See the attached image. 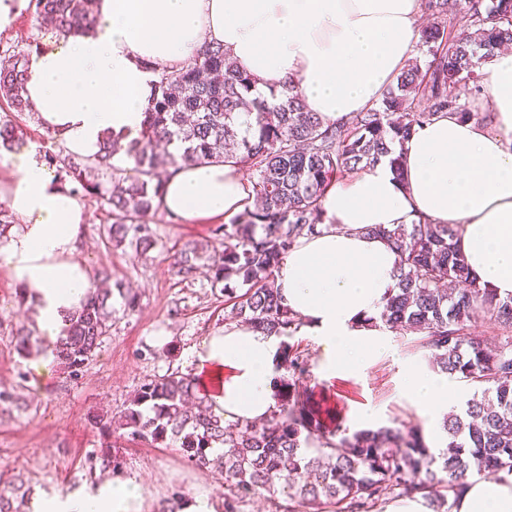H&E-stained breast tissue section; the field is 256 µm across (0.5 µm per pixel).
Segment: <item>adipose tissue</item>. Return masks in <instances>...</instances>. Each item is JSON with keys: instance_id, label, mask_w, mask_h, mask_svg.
I'll return each mask as SVG.
<instances>
[{"instance_id": "ef3b65f1", "label": "adipose tissue", "mask_w": 512, "mask_h": 512, "mask_svg": "<svg viewBox=\"0 0 512 512\" xmlns=\"http://www.w3.org/2000/svg\"><path fill=\"white\" fill-rule=\"evenodd\" d=\"M93 31L49 39L28 60L25 95L37 124L67 153L95 157L106 137L137 138L159 75L180 70L200 50L223 47L257 88L298 82L310 111L348 120L379 102L412 57L423 0H94ZM484 120L444 114L415 126L402 145L403 175L388 161L333 182L322 199L325 229L300 239L275 272L299 335L321 349L330 378L364 370L387 348L367 326L394 288L398 256L367 235L380 224H456L477 285L512 296V50L482 69ZM0 202L16 219L0 264L36 304L44 352L32 367L50 376L54 348L92 288L78 256L91 214L61 186L37 150L14 145ZM162 210L190 224L242 212L251 192L235 162L180 168L164 181ZM284 336L234 322L204 338L190 363L224 421L270 416L280 400ZM402 390L432 417L456 387L411 364ZM34 512H144L141 481L113 479L92 494L37 499ZM451 512H512V476L470 484Z\"/></svg>"}]
</instances>
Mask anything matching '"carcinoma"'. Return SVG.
I'll return each mask as SVG.
<instances>
[{
    "label": "carcinoma",
    "instance_id": "cac0c4a2",
    "mask_svg": "<svg viewBox=\"0 0 512 512\" xmlns=\"http://www.w3.org/2000/svg\"><path fill=\"white\" fill-rule=\"evenodd\" d=\"M429 20L416 44L420 58L404 68L379 102L346 122L325 123L306 109L292 85L280 94L253 92L255 79L222 47H208L186 68L159 76L143 129L125 147L132 176L114 164L120 150L107 141L93 160L46 150L43 160L60 183L101 200L109 208L108 234L143 255L156 245L150 215L160 209L161 173L218 161L224 146L251 171L252 195L231 219L222 248L187 244L172 267L187 278L204 268L211 290L224 295L232 318L267 334L296 332L300 320L282 302L275 271L297 240L324 229L321 199L332 182L389 159L400 171L393 146L412 127L440 114L469 120L474 114L456 90L480 91L476 68L512 43V0H458L448 25V0H424ZM45 30L83 34L94 25L87 0H30ZM32 49L0 52V100L30 111L24 95ZM251 117L247 128L241 115ZM23 141L21 130L0 124V145ZM366 232L399 252L395 288L372 325L410 336L409 348L427 352L439 372L458 379L482 399L466 402L443 421L445 447L434 453L417 426L348 433L323 430L304 381L308 360L284 345L278 409L264 423L236 435L211 411L193 374L173 372L144 383L124 411L119 428L132 440L178 442L196 467L224 479V512L266 492L276 512H383L389 499L422 500L429 512H448L476 472L488 478L512 474V297L498 299L470 280L458 248V224L374 225ZM510 335L500 340L472 331L480 319ZM112 326V290L97 288L69 318L55 348L76 377ZM90 469L114 472L119 457L106 451L89 458ZM179 490L161 499L156 512H182ZM0 512H32L31 486L22 477L0 489Z\"/></svg>",
    "mask_w": 512,
    "mask_h": 512
}]
</instances>
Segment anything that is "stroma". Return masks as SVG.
Masks as SVG:
<instances>
[{"instance_id":"obj_1","label":"stroma","mask_w":512,"mask_h":512,"mask_svg":"<svg viewBox=\"0 0 512 512\" xmlns=\"http://www.w3.org/2000/svg\"><path fill=\"white\" fill-rule=\"evenodd\" d=\"M87 204L92 218L79 256L94 281L108 288L122 284L136 294L137 304L129 310L120 296H113L112 329L79 378L60 369L43 378L16 351L15 332L31 325L33 306L19 302L8 269L0 266V391L25 403L21 410H0V486L20 475L42 495L93 491L107 475L89 473L87 458L109 441L124 461V474L140 478L146 512H153L175 489L189 497L205 493L218 501L224 491L220 476L188 462L177 443L154 445L117 432L107 436L91 418L102 413L120 416L141 385L154 377L174 370L190 372V349L223 327L229 311L223 296L211 291L205 274L185 279L171 266L172 254L185 243L219 244L214 230L222 220L213 217L186 224L157 212L153 218L157 244L138 256L108 237L106 207L93 197ZM290 343L308 360L312 400L326 427L341 425L354 432L359 428L358 416L372 412L381 426L422 427L430 449L440 448L426 418L401 389L408 364L426 367L430 361L424 354L408 352L401 335L390 334L387 350L364 373L328 379L318 373L320 348L312 337L295 336Z\"/></svg>"}]
</instances>
